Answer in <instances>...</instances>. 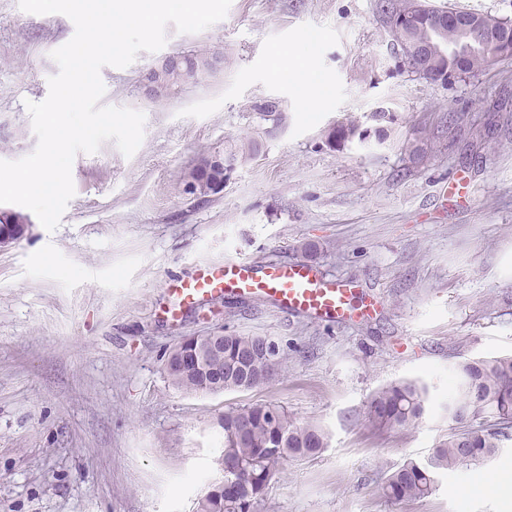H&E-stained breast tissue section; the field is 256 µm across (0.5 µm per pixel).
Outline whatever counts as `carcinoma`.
Instances as JSON below:
<instances>
[{"instance_id": "1", "label": "carcinoma", "mask_w": 512, "mask_h": 512, "mask_svg": "<svg viewBox=\"0 0 512 512\" xmlns=\"http://www.w3.org/2000/svg\"><path fill=\"white\" fill-rule=\"evenodd\" d=\"M397 45H420L421 63L412 72L431 82L463 80L495 62L512 57V22L492 17L483 30L462 32L440 23L442 10L420 0H384L380 6ZM466 44L463 54L450 53L457 43ZM221 53L201 49L185 54L184 79H207L217 74L210 61ZM254 141L234 143L225 154L242 160L257 151ZM224 356L204 357L194 367L184 358L197 354V347L180 341L167 356L165 370L170 384L185 392L221 393L243 391L268 383L282 368V359L270 360L259 349L262 337L226 332L216 335ZM467 406L474 429L460 424L434 448L424 462L409 461L386 476L382 490L395 501L427 497L435 476L464 464L491 458L512 438V355L465 362L458 371L455 393L449 398ZM426 388L417 380L395 382L372 398L371 421L387 429H404L419 422L425 412ZM224 448L217 459L224 477L237 480L238 491L226 496L213 484L197 499L195 512H260L271 482L290 460L311 458L327 445L321 428L298 423L283 409L264 403L224 412L221 419Z\"/></svg>"}]
</instances>
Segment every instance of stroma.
<instances>
[{
    "mask_svg": "<svg viewBox=\"0 0 512 512\" xmlns=\"http://www.w3.org/2000/svg\"><path fill=\"white\" fill-rule=\"evenodd\" d=\"M379 5L232 0L206 30L167 26L160 51L102 68L103 104L145 116L139 148L77 154L58 228L30 217L0 251V512H193L218 476L220 419L252 403L328 440L284 465L263 512H512L482 486L512 472V440L438 473L427 498L382 494L388 474L447 437L458 365L512 355V59L451 84L421 79L399 70ZM74 33L65 15L0 0V160L34 151L26 104L47 98L51 53ZM204 46L224 53L216 77L144 95L162 57ZM299 67L331 87L317 111L300 107ZM266 100L280 124L257 114ZM345 120L363 137L329 145ZM246 140L259 151L221 193L185 191L199 155ZM458 173L464 198L448 188ZM228 259L306 262L379 306L336 324L217 297L167 321L166 283ZM205 330L273 340L279 375L242 392L174 389L167 350ZM402 379L425 384L422 419L374 427L373 394Z\"/></svg>",
    "mask_w": 512,
    "mask_h": 512,
    "instance_id": "35a3bbf8",
    "label": "stroma"
}]
</instances>
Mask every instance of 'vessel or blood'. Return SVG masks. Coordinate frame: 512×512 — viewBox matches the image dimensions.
Listing matches in <instances>:
<instances>
[{
    "instance_id": "obj_1",
    "label": "vessel or blood",
    "mask_w": 512,
    "mask_h": 512,
    "mask_svg": "<svg viewBox=\"0 0 512 512\" xmlns=\"http://www.w3.org/2000/svg\"><path fill=\"white\" fill-rule=\"evenodd\" d=\"M168 291L176 297L174 307L167 310L174 320L182 310L195 308L210 297L224 295L270 298L284 310L304 313L318 320L341 322L351 318L360 296L359 289L326 280L306 264L270 262L257 266L235 259L200 266L191 276L173 281Z\"/></svg>"
}]
</instances>
